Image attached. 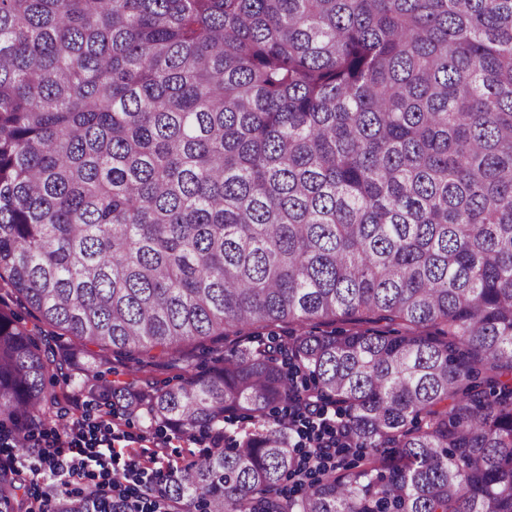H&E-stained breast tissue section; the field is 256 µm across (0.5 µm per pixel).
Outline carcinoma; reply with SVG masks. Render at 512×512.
<instances>
[{
    "label": "carcinoma",
    "mask_w": 512,
    "mask_h": 512,
    "mask_svg": "<svg viewBox=\"0 0 512 512\" xmlns=\"http://www.w3.org/2000/svg\"><path fill=\"white\" fill-rule=\"evenodd\" d=\"M1 282L17 434L51 370L151 428L245 419L165 506L512 512V0H0ZM244 327L173 385L70 372ZM299 395L361 455L286 494ZM0 504L34 509L4 476Z\"/></svg>",
    "instance_id": "obj_1"
}]
</instances>
